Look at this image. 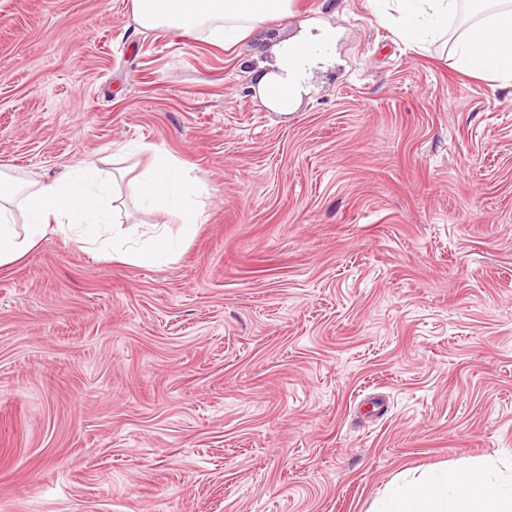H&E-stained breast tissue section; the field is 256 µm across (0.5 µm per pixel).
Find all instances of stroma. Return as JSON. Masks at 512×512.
<instances>
[{
	"instance_id": "obj_1",
	"label": "stroma",
	"mask_w": 512,
	"mask_h": 512,
	"mask_svg": "<svg viewBox=\"0 0 512 512\" xmlns=\"http://www.w3.org/2000/svg\"><path fill=\"white\" fill-rule=\"evenodd\" d=\"M377 9L295 0L227 49L130 0H0V171L94 162L103 236L182 241L0 267V512H385L512 471V86ZM306 21L335 44L278 112L259 70ZM157 152L202 183L192 237L139 202ZM445 483L431 479L396 486L391 491V508L385 512H444Z\"/></svg>"
}]
</instances>
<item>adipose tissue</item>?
<instances>
[{
	"mask_svg": "<svg viewBox=\"0 0 512 512\" xmlns=\"http://www.w3.org/2000/svg\"><path fill=\"white\" fill-rule=\"evenodd\" d=\"M294 0H131L138 24L146 29L172 28L194 33L209 28L216 39L232 45L276 19L293 16ZM387 15L395 16L401 32L416 43L447 34L457 20L462 0H384ZM470 24L454 43L459 70L512 85V0H475ZM334 32H300L278 48L275 69L262 78L263 95L275 108H292L310 59L329 48ZM147 207L179 215L186 231L203 223L195 198L200 189L190 169L168 155L155 156L138 182ZM111 204L104 189L57 183H21L0 174V267L33 251L49 228L79 243L81 249L114 251L117 259L152 266L171 257L175 243L158 232L140 247L113 249L98 228ZM24 223H17L16 213ZM453 492L451 512H512V491L486 477L482 463H471L451 483L431 479L394 487L388 512H440L446 492Z\"/></svg>",
	"mask_w": 512,
	"mask_h": 512,
	"instance_id": "ef3b65f1",
	"label": "adipose tissue"
}]
</instances>
